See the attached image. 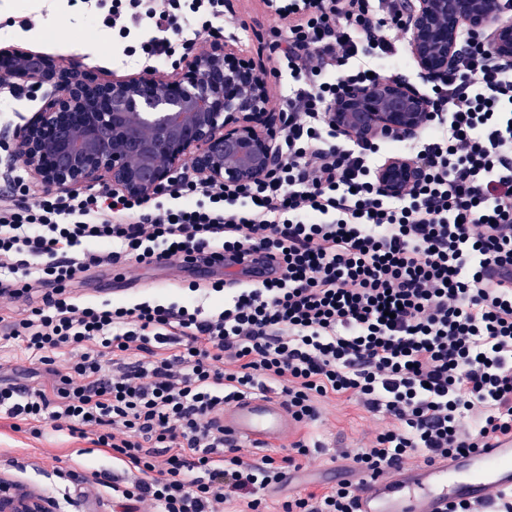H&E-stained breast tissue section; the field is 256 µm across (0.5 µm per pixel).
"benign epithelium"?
I'll return each instance as SVG.
<instances>
[{"instance_id":"benign-epithelium-1","label":"benign epithelium","mask_w":512,"mask_h":512,"mask_svg":"<svg viewBox=\"0 0 512 512\" xmlns=\"http://www.w3.org/2000/svg\"><path fill=\"white\" fill-rule=\"evenodd\" d=\"M409 52L420 77H448L466 28L484 36L490 63L512 67V19L499 0H407ZM220 43L187 64L183 83L148 70L104 82L62 68L47 55L0 49V78L12 88L52 82L60 92L19 129L18 155L50 185L69 187L109 179L127 194L151 197L181 167L224 186L250 183L279 161L277 130L267 112L265 83L239 67ZM430 118L428 100L395 76L373 85L350 84L333 102L330 120L352 138L411 136ZM413 160L391 157L378 173L383 192L401 194L420 177ZM0 512H58L45 494L0 474Z\"/></svg>"}]
</instances>
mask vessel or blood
<instances>
[{"label":"vessel or blood","mask_w":512,"mask_h":512,"mask_svg":"<svg viewBox=\"0 0 512 512\" xmlns=\"http://www.w3.org/2000/svg\"><path fill=\"white\" fill-rule=\"evenodd\" d=\"M224 433L234 439L269 446L295 429L278 397L259 393L224 407ZM359 487V512H447L464 501L476 512H495V496L512 493V438L490 442L466 455L438 459L398 471L392 478L347 473Z\"/></svg>","instance_id":"1"}]
</instances>
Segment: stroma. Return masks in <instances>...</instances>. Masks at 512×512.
Segmentation results:
<instances>
[{
    "mask_svg": "<svg viewBox=\"0 0 512 512\" xmlns=\"http://www.w3.org/2000/svg\"><path fill=\"white\" fill-rule=\"evenodd\" d=\"M25 14L37 16L34 29L8 26V18ZM224 35L236 38L241 60L256 65L266 80L268 109L279 112L280 90L289 79L279 72L282 34L274 12L264 0H227ZM1 44L48 53L64 67L82 63L102 80L139 70L124 54L126 40L98 23L85 5H73L69 0H0ZM52 91V86L46 84L35 95L24 92L14 96L0 88V133L13 131L20 118H31ZM124 273L132 288L167 301L184 300V284L202 279L201 274L195 273L179 275L172 281L167 271L149 266H129ZM319 410L317 433L323 448L304 459L287 494L334 485L331 471L344 470L349 465L344 452L369 444L386 425L382 416L353 401H324ZM72 467L84 473L113 470L124 481L135 477L134 472L117 465L110 455L89 442L73 443L51 436L38 439L27 432L12 431L7 421L0 420V472L58 499L60 512H113L111 488L70 485L66 471Z\"/></svg>",
    "mask_w": 512,
    "mask_h": 512,
    "instance_id": "35a3bbf8",
    "label": "stroma"
}]
</instances>
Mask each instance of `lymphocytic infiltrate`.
Returning <instances> with one entry per match:
<instances>
[{"mask_svg":"<svg viewBox=\"0 0 512 512\" xmlns=\"http://www.w3.org/2000/svg\"><path fill=\"white\" fill-rule=\"evenodd\" d=\"M128 37L149 31L145 63L224 38V0H83ZM405 0H284L280 58L294 85L281 110L279 165L231 190L183 176L161 199L91 189L34 197L22 170L0 192V341L44 365L48 382H0V418L87 440L133 468L119 502L149 512H266L316 442L318 404L356 401L389 424L350 453L388 475L512 436V69L462 30L463 53L431 83L432 116L402 138L422 179L379 189L384 140L336 133L331 104L349 83L386 77L407 33ZM255 253L277 271L225 289L222 307L156 300L82 304L81 273ZM272 393L302 431L244 460L221 417L230 401ZM280 512H358L349 482L286 498Z\"/></svg>","mask_w":512,"mask_h":512,"instance_id":"f902f5d3","label":"lymphocytic infiltrate"}]
</instances>
